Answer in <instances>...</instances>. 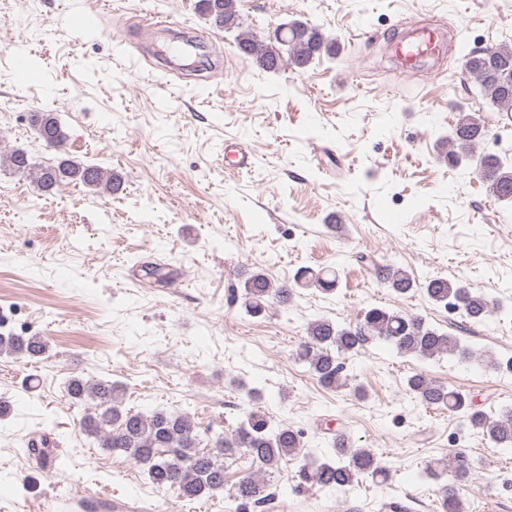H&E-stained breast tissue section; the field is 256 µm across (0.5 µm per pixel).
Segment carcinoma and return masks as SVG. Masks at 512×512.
I'll return each instance as SVG.
<instances>
[{
  "label": "carcinoma",
  "mask_w": 512,
  "mask_h": 512,
  "mask_svg": "<svg viewBox=\"0 0 512 512\" xmlns=\"http://www.w3.org/2000/svg\"><path fill=\"white\" fill-rule=\"evenodd\" d=\"M197 7L214 28L239 30L238 49L254 58L264 71L277 72L288 66L300 72L323 55H336V43L307 22H291L281 41L269 37L259 40L241 28L236 0H197ZM464 71L493 106L502 112H512V44L466 54ZM29 122L47 148L65 152L68 136L54 113L32 112ZM486 137L487 129L480 119L461 111L451 136L442 142V157L449 166L456 167L469 159ZM5 163L21 176L34 177L47 194L70 184L100 188L110 194L123 185L119 173L72 158L63 157L55 164L41 166L28 152L14 149L5 156ZM476 171L492 196L512 202V165L502 163L495 155H484ZM371 273L398 295L407 294L415 285L410 274L394 262L374 263ZM337 286L338 276L331 269L305 268L297 273L294 283L280 285L273 284L264 273L254 272L243 283V306L249 315L261 316L273 305L288 306L298 287L331 293ZM424 290L434 303L453 304L462 317L473 323L484 322L498 311L487 294L443 278L429 279ZM375 342L387 344L400 356L429 360L448 355L512 372V359L503 361L478 353L459 337L431 327L419 315L383 307L368 309L353 325L323 319L308 323L297 357L308 365L322 386L341 389L350 385V377L343 371L346 356ZM46 352L47 343L41 336H0V354L34 359ZM407 386L423 406L456 419L461 432L478 431L495 447L512 448V409L488 413L477 408L462 389L434 383L421 373L410 376ZM67 393L76 402L89 398L95 403L81 420L86 435L94 437L101 447L142 465L153 486L173 490L183 498L198 499L224 489V456L242 452L251 457L257 470L239 480L224 512H248L249 507L270 497L267 472L290 456L303 458L297 475L300 486L341 490L366 480L384 483L389 478L388 468L373 450L355 446L345 434L338 433L332 440L335 457L321 458L316 449L305 445L301 430L276 423L261 410L245 412V419L234 433L208 439L211 448L204 451L200 449L203 439L197 423L187 413L127 409L119 385L109 380L74 378L68 382ZM28 453L41 468L63 463L46 430L29 441ZM473 471L474 464L467 455L450 449L448 455L427 466L423 477L438 485L445 512H464L459 490Z\"/></svg>",
  "instance_id": "cac0c4a2"
}]
</instances>
